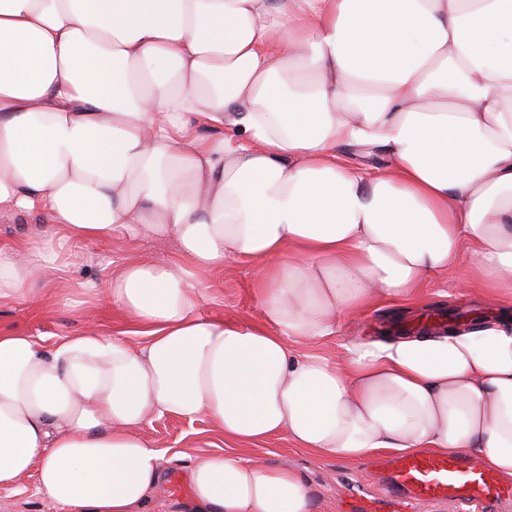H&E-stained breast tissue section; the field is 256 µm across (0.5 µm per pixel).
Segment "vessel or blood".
<instances>
[{
	"instance_id": "b4317fda",
	"label": "vessel or blood",
	"mask_w": 512,
	"mask_h": 512,
	"mask_svg": "<svg viewBox=\"0 0 512 512\" xmlns=\"http://www.w3.org/2000/svg\"><path fill=\"white\" fill-rule=\"evenodd\" d=\"M387 471L392 491L418 501H450L462 512H486L492 501L512 496V488L464 453L398 456L388 462Z\"/></svg>"
}]
</instances>
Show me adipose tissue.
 Returning a JSON list of instances; mask_svg holds the SVG:
<instances>
[{"instance_id":"1","label":"adipose tissue","mask_w":512,"mask_h":512,"mask_svg":"<svg viewBox=\"0 0 512 512\" xmlns=\"http://www.w3.org/2000/svg\"><path fill=\"white\" fill-rule=\"evenodd\" d=\"M1 210L49 222L0 242V302L103 301L146 342L0 329V488L141 512L163 416L238 447L193 463L194 512H315L300 473L249 454L280 435L512 475V319L296 350L464 262L461 294L512 306V0H0ZM115 235L175 237L181 260L64 279L67 246ZM228 260L259 323L196 311Z\"/></svg>"}]
</instances>
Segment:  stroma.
Returning <instances> with one entry per match:
<instances>
[{"mask_svg":"<svg viewBox=\"0 0 512 512\" xmlns=\"http://www.w3.org/2000/svg\"><path fill=\"white\" fill-rule=\"evenodd\" d=\"M178 258L177 244L173 238L158 239L145 235L131 241L116 236L82 250L71 266L69 276L75 281L100 284L126 264L172 263ZM207 285V290L197 301V310L201 315L243 323L259 322L261 312L251 294L250 267L247 263L226 261L223 270L209 275ZM422 294L423 301L417 305L387 304L371 308L355 322L345 324L338 335L317 344H300L299 350L333 358L341 351L343 344L395 335V321L413 320L430 310L445 312L478 304L477 299L458 296L454 281L449 277L430 279ZM92 318L105 331H117L123 326L122 320L104 305L41 309L22 302H0V328L23 331L49 342L58 335L83 331ZM145 436L152 445L167 451L163 462L165 481L158 498L172 504H180L190 498L186 472L197 458L230 447L229 442L215 435L208 422L190 424L175 417L166 416L154 421L147 427ZM253 452L272 466L300 472L312 492L317 512H341L340 507L346 501L353 506H361L368 493L375 497L379 512H407L396 504L394 494L389 492L380 478L377 464L385 458V451H376L353 464L337 458L313 456L296 448L287 437L280 436L256 445Z\"/></svg>","mask_w":512,"mask_h":512,"instance_id":"obj_1","label":"stroma"}]
</instances>
